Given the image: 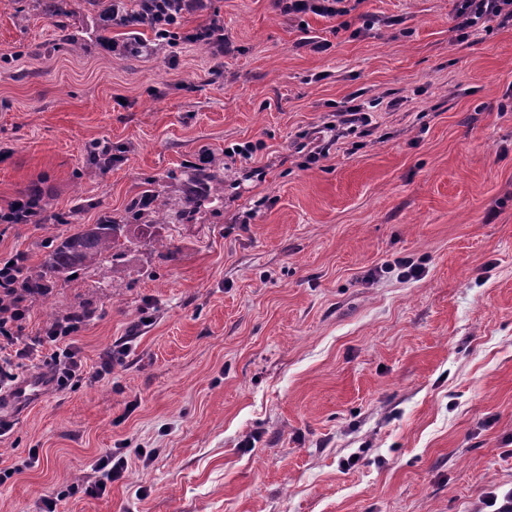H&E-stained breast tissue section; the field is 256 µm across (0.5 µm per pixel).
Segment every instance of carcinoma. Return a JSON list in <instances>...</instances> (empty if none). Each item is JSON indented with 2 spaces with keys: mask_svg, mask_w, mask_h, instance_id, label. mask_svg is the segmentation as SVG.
Listing matches in <instances>:
<instances>
[{
  "mask_svg": "<svg viewBox=\"0 0 512 512\" xmlns=\"http://www.w3.org/2000/svg\"><path fill=\"white\" fill-rule=\"evenodd\" d=\"M41 12L51 18H63L70 13V0H35ZM139 224H118L108 221L87 226L80 224L75 231L55 245L45 255L41 264L42 272L34 277L39 291L49 289L47 279L67 280L71 270L89 267L109 257L121 255L132 243V230L144 233L155 224L149 213H133Z\"/></svg>",
  "mask_w": 512,
  "mask_h": 512,
  "instance_id": "cac0c4a2",
  "label": "carcinoma"
}]
</instances>
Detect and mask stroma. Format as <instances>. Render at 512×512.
<instances>
[{
  "label": "stroma",
  "instance_id": "obj_1",
  "mask_svg": "<svg viewBox=\"0 0 512 512\" xmlns=\"http://www.w3.org/2000/svg\"><path fill=\"white\" fill-rule=\"evenodd\" d=\"M208 5L184 31L218 17L233 54L143 26L150 50L119 55L124 28L83 0L62 28L0 0V208L35 191L49 214L0 224V254L39 272L75 226L153 193V239L176 248L136 241L33 298L30 338L93 308L73 337L88 376L0 406V512H471L512 489V24L461 42L456 0L301 25L271 0ZM373 17L397 23L353 36ZM354 95L383 103L308 163L301 133ZM406 256L418 277L394 272ZM110 453L126 479L69 494Z\"/></svg>",
  "mask_w": 512,
  "mask_h": 512
}]
</instances>
